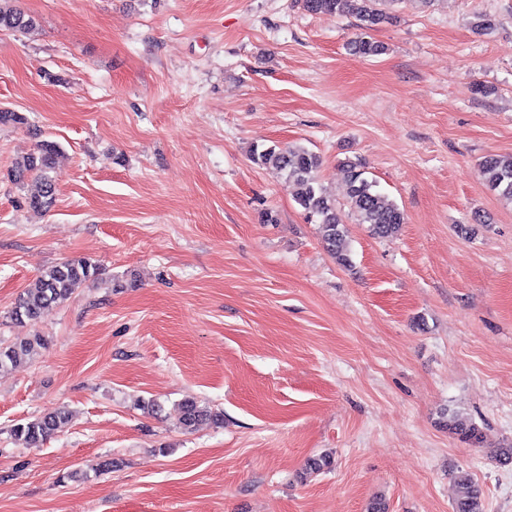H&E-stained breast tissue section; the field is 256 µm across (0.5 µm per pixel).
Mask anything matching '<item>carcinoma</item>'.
Here are the masks:
<instances>
[{"label": "carcinoma", "mask_w": 512, "mask_h": 512, "mask_svg": "<svg viewBox=\"0 0 512 512\" xmlns=\"http://www.w3.org/2000/svg\"><path fill=\"white\" fill-rule=\"evenodd\" d=\"M395 2L397 0H303V6L314 14L326 12L355 17L361 33L351 41V49L354 54L369 58L385 50L382 43L370 36V32L390 18L386 7ZM35 24V19L18 8L15 0H0V30L26 31ZM62 156V148L57 142L43 140L34 152L15 162L11 169L15 183L25 186L28 175H34L33 188L26 195L29 208L47 211L53 206L56 187L49 172ZM251 158L257 164H271L286 173L287 180L298 186L297 204L307 218L318 224L327 252L338 264L351 265L348 229L343 214L316 178L320 157L303 147L277 149L271 146L260 152L253 151ZM479 167L485 183L499 195L512 200V155L487 156ZM342 170L350 211L358 223L368 225L369 232L376 238L398 237L405 224L403 210L377 190V182L365 176L361 165L345 162ZM99 271V266L86 257L67 258L49 266L20 294L8 312V318L19 325L37 322L46 309L67 302L79 288L97 279ZM45 345L47 339L39 334L17 336L8 343L0 341V370L31 359ZM179 409L183 429L189 433L207 422L219 421L217 413L191 398L183 400ZM70 421V411L61 407L14 424L11 436L25 448H39L66 428ZM445 426L464 443L476 445L481 442L482 431L471 421L451 414L446 417ZM453 491L455 512H485L483 490L471 477H455Z\"/></svg>", "instance_id": "obj_1"}]
</instances>
